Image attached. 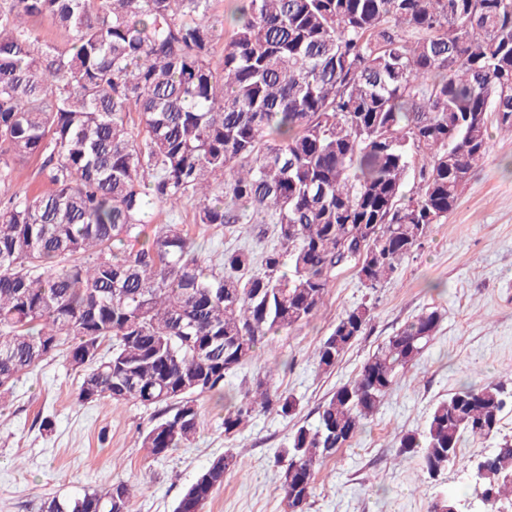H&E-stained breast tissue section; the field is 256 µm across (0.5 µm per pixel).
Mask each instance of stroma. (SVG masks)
I'll return each instance as SVG.
<instances>
[{"label":"stroma","instance_id":"1","mask_svg":"<svg viewBox=\"0 0 512 512\" xmlns=\"http://www.w3.org/2000/svg\"><path fill=\"white\" fill-rule=\"evenodd\" d=\"M196 203L183 201L174 218L202 259L245 247L261 254L277 242L274 225L204 227ZM370 309L363 336L335 370H319L315 351L346 310ZM437 311L439 328L423 354L400 373L378 413L349 445L319 466L311 512H428L461 495L476 459L496 441L466 440L442 480L423 473L419 458L395 455L399 433L420 427L433 406L461 383L512 387V133L490 127L484 160L471 173L456 207L433 225L424 248L406 258L377 291L364 288L353 267L338 271L324 306L310 322L270 336L261 353L275 359L271 384L295 401L286 416L255 413L233 435L224 433V405L198 398L194 440L163 456L149 455L140 434L149 410L77 399L81 376L64 357L23 375L0 398V512H41L44 500L74 498L123 481L134 495L130 512H173L188 486L224 452L237 460L202 512H284L280 478L288 442L315 425L323 401L353 379L389 336L422 311ZM51 422L41 429V418Z\"/></svg>","mask_w":512,"mask_h":512}]
</instances>
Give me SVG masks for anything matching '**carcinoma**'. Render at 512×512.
<instances>
[{
  "label": "carcinoma",
  "mask_w": 512,
  "mask_h": 512,
  "mask_svg": "<svg viewBox=\"0 0 512 512\" xmlns=\"http://www.w3.org/2000/svg\"><path fill=\"white\" fill-rule=\"evenodd\" d=\"M34 19L66 42L41 41ZM233 21L218 69L211 0H0V182L36 157L44 184L0 206V396L63 354L82 372L79 401L154 409L153 456L194 438L195 397L314 317L339 269L359 256L364 287L391 279L456 207L489 123L512 131V0H242ZM194 197L195 223L273 224L277 245L258 265L243 249L208 265L180 224L141 241L158 208ZM369 321L366 306L345 311L318 366L333 370ZM439 321L406 322L296 429L288 512H309L316 468L377 414ZM274 408L294 401L259 375L224 433ZM508 413L512 390L463 384L397 437L431 480L465 438H499L485 477L430 512L512 497ZM235 467L214 458L174 512H201ZM115 493L129 512L123 482L42 512H114Z\"/></svg>",
  "instance_id": "1"
}]
</instances>
